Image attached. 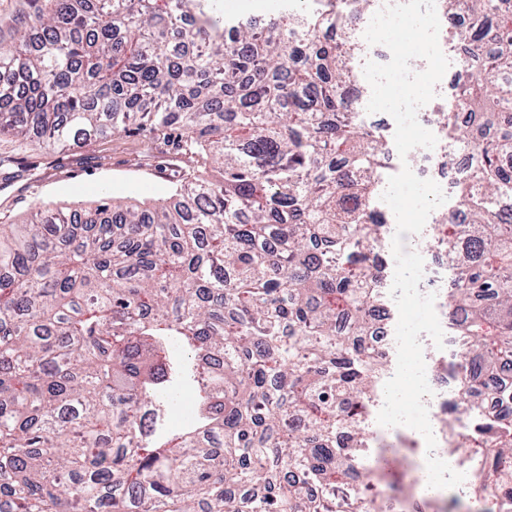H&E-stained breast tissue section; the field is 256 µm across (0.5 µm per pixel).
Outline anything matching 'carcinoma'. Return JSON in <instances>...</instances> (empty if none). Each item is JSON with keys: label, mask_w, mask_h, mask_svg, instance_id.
Here are the masks:
<instances>
[{"label": "carcinoma", "mask_w": 512, "mask_h": 512, "mask_svg": "<svg viewBox=\"0 0 512 512\" xmlns=\"http://www.w3.org/2000/svg\"><path fill=\"white\" fill-rule=\"evenodd\" d=\"M47 2L0 41V135L49 150L176 128L219 177L0 224V512H385L362 452L386 368L367 342L385 144L343 96L361 49L336 0L285 4L262 31L225 20L224 0ZM505 2L442 0L469 16L474 51L438 123L475 162L466 223L445 214L431 236L456 271L448 425L470 419L489 512L512 483V424L480 412L482 377L512 357ZM188 390L192 423L169 435Z\"/></svg>", "instance_id": "cac0c4a2"}]
</instances>
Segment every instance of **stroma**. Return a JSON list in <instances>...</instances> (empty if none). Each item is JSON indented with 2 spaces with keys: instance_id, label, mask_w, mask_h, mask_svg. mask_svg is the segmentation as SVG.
Listing matches in <instances>:
<instances>
[{
  "instance_id": "stroma-1",
  "label": "stroma",
  "mask_w": 512,
  "mask_h": 512,
  "mask_svg": "<svg viewBox=\"0 0 512 512\" xmlns=\"http://www.w3.org/2000/svg\"><path fill=\"white\" fill-rule=\"evenodd\" d=\"M154 142L148 131L129 126L126 131L96 139L82 147L58 146L43 151L26 146L12 136H0V156L14 158L22 177L0 178V224L29 220L42 202L61 206L95 205L103 199H160L191 170L190 162L171 166L169 157L148 158ZM366 436L368 463L377 468L380 490L398 496L412 489L417 512H476L478 504L468 486L428 496L416 489L417 460L423 450L409 446L404 430L383 427L369 419Z\"/></svg>"
}]
</instances>
